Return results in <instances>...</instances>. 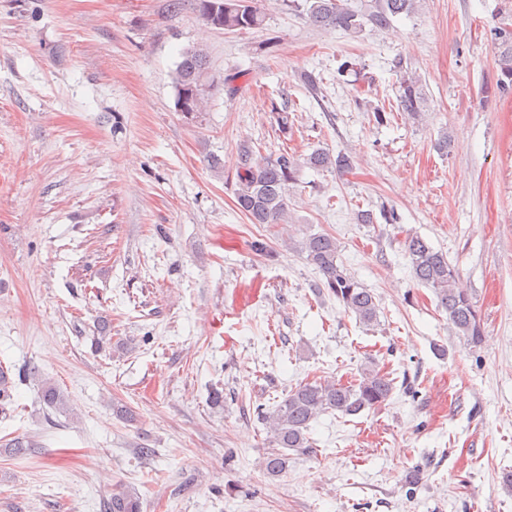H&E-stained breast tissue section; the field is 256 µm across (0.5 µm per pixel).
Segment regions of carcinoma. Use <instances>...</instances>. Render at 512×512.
<instances>
[{"label": "carcinoma", "instance_id": "carcinoma-1", "mask_svg": "<svg viewBox=\"0 0 512 512\" xmlns=\"http://www.w3.org/2000/svg\"><path fill=\"white\" fill-rule=\"evenodd\" d=\"M420 0H369L356 7L349 0H291L290 7L306 14L314 26L358 34L365 25L383 30L401 14H412ZM200 20L227 31L255 29L263 22L259 0H194ZM498 41L497 78L493 91L512 92V29L494 33ZM207 79V53L202 48L188 49L175 70L173 84L175 106L187 115L199 111L210 85ZM425 85L415 73L400 72L398 109L412 120H421L427 108ZM273 119L279 132L286 136L292 129L288 107L272 106ZM334 169L339 173L353 168L346 154L317 149L300 160L284 150L274 158L257 156L254 143L245 140L238 147L235 207L253 224H285L288 222V197L299 170ZM405 253L414 278L433 289L439 306L448 312V320L468 344L476 346L483 336L481 316L467 291L460 286V273L448 263L445 254L434 250L424 239L415 236L405 243ZM300 252L325 278L324 288L356 319L371 326L378 321L379 305L375 296L347 271L340 261V246L328 234H312L302 241ZM15 386L9 371L0 369V414H7ZM394 382L369 364L361 369L356 383L313 381L296 386L262 420L271 436L273 450L264 461L267 474L278 476L286 469V449L310 447V424L321 414L337 411L352 416L364 410L381 407L390 399ZM42 401L54 408L66 406L64 396L50 382L41 383ZM109 512H141L136 493L123 488L112 492Z\"/></svg>", "mask_w": 512, "mask_h": 512}]
</instances>
